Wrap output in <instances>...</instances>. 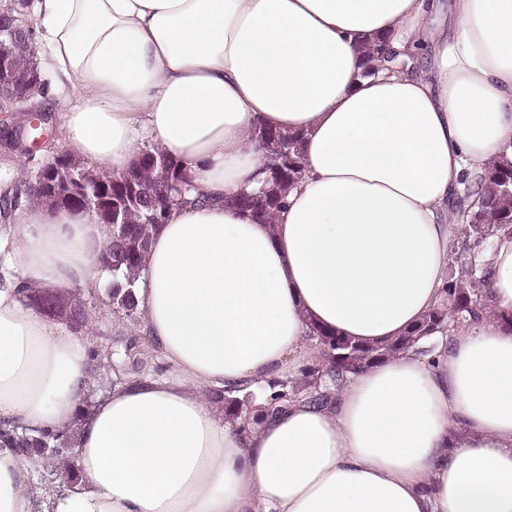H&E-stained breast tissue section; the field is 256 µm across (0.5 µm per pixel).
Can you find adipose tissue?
<instances>
[{
  "mask_svg": "<svg viewBox=\"0 0 512 512\" xmlns=\"http://www.w3.org/2000/svg\"><path fill=\"white\" fill-rule=\"evenodd\" d=\"M79 156L121 172L144 143L204 200L154 231L139 331L174 372L114 383L92 330L24 285L101 286L106 229L29 209L0 226V512H512V231L482 253L489 316L288 404L241 440L206 388L269 397L311 325L379 345L440 302L448 201L512 140V0H35ZM373 45L408 62L362 76ZM264 124L305 137L274 223L225 207ZM78 428L79 477L45 493L21 432Z\"/></svg>",
  "mask_w": 512,
  "mask_h": 512,
  "instance_id": "adipose-tissue-1",
  "label": "adipose tissue"
}]
</instances>
